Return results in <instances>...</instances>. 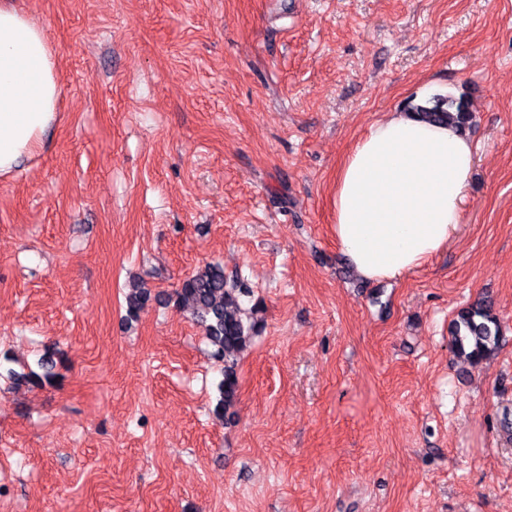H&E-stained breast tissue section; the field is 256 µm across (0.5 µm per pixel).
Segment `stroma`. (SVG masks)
<instances>
[{
  "mask_svg": "<svg viewBox=\"0 0 512 512\" xmlns=\"http://www.w3.org/2000/svg\"><path fill=\"white\" fill-rule=\"evenodd\" d=\"M15 3L60 94L0 177V512H512V0ZM435 94L474 112L461 226L363 280L336 170ZM208 262L263 306L229 425L222 361L158 299ZM485 295L504 340L472 367L449 328Z\"/></svg>",
  "mask_w": 512,
  "mask_h": 512,
  "instance_id": "1",
  "label": "stroma"
}]
</instances>
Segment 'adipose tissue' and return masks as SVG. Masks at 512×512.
Masks as SVG:
<instances>
[{
	"label": "adipose tissue",
	"instance_id": "adipose-tissue-1",
	"mask_svg": "<svg viewBox=\"0 0 512 512\" xmlns=\"http://www.w3.org/2000/svg\"><path fill=\"white\" fill-rule=\"evenodd\" d=\"M59 87L42 30L0 0V175L37 154ZM475 149L457 128L394 112L372 123L336 175L333 230L366 280L395 279L445 247L462 217Z\"/></svg>",
	"mask_w": 512,
	"mask_h": 512
}]
</instances>
